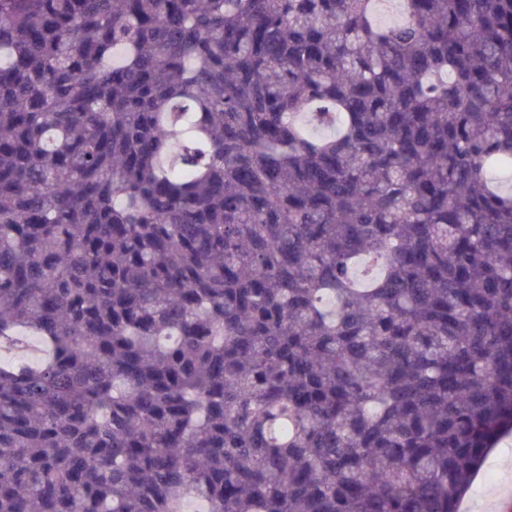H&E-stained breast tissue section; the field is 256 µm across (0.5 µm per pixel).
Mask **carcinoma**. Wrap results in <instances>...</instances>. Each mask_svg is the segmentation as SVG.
Masks as SVG:
<instances>
[{
    "label": "carcinoma",
    "instance_id": "1",
    "mask_svg": "<svg viewBox=\"0 0 512 512\" xmlns=\"http://www.w3.org/2000/svg\"><path fill=\"white\" fill-rule=\"evenodd\" d=\"M379 2L0 0V512H459L512 0Z\"/></svg>",
    "mask_w": 512,
    "mask_h": 512
}]
</instances>
